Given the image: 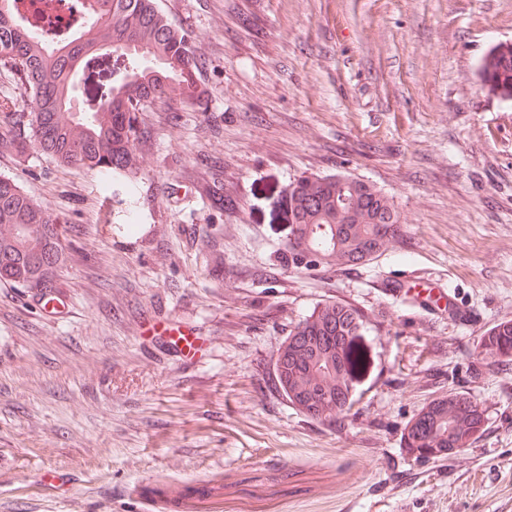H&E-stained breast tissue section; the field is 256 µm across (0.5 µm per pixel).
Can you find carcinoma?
Instances as JSON below:
<instances>
[{
  "label": "carcinoma",
  "instance_id": "cac0c4a2",
  "mask_svg": "<svg viewBox=\"0 0 512 512\" xmlns=\"http://www.w3.org/2000/svg\"><path fill=\"white\" fill-rule=\"evenodd\" d=\"M86 17L49 44L27 20L0 9V69L17 77L32 111L5 121L0 143L25 161L36 147L60 166L128 176L136 165L141 104L176 94L187 106L205 90L199 61L184 32L174 28L157 0H89ZM483 87L512 103V45L497 44L482 58ZM79 83L83 116L72 101ZM287 250L299 272L326 265L354 267L387 251L400 218L374 185L345 174L307 176L288 193ZM59 218L0 177V281L26 288L52 284L65 261ZM365 324L349 305L326 301L288 333L274 373L290 404L310 418L336 422L350 413V385L369 366ZM481 353L500 369L512 366V323L481 340ZM485 431L482 409L464 392H450L423 407L407 424L406 447L423 459L453 455Z\"/></svg>",
  "mask_w": 512,
  "mask_h": 512
}]
</instances>
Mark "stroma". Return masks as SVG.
<instances>
[{
    "label": "stroma",
    "mask_w": 512,
    "mask_h": 512,
    "mask_svg": "<svg viewBox=\"0 0 512 512\" xmlns=\"http://www.w3.org/2000/svg\"><path fill=\"white\" fill-rule=\"evenodd\" d=\"M157 3L207 98L146 103L130 178L0 148L61 221L69 298L50 314L0 282V512H512V370L479 352L512 322V105L477 75L512 0ZM336 172L400 230L369 264L296 272L288 191ZM328 300L362 314L370 357L332 424L274 385ZM455 391L484 433L419 458L406 425Z\"/></svg>",
    "instance_id": "obj_1"
}]
</instances>
